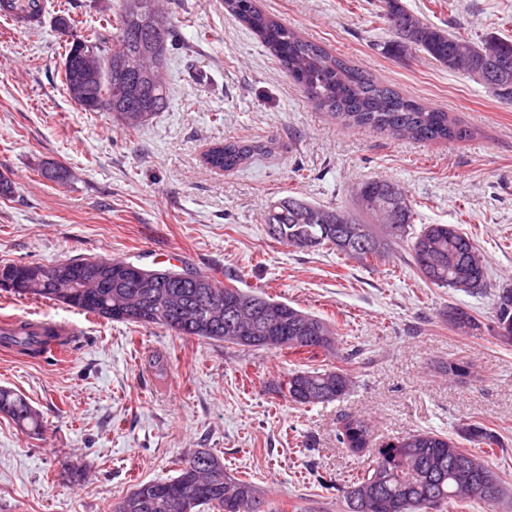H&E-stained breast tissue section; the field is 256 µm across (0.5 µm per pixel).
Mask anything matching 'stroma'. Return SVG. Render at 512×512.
Masks as SVG:
<instances>
[{
	"label": "stroma",
	"instance_id": "1",
	"mask_svg": "<svg viewBox=\"0 0 512 512\" xmlns=\"http://www.w3.org/2000/svg\"><path fill=\"white\" fill-rule=\"evenodd\" d=\"M43 28L0 20V264L102 256L155 267L163 253L222 283L262 290L335 321L350 355L349 393L301 407L273 385L310 359L201 342L159 326L134 327L61 304L0 291V315L67 320L84 331L69 361L0 352V386L23 394L44 431L31 438L0 415V512H110L133 485L174 475L206 448L232 475L260 486L278 512H344L342 491L374 460L337 438L343 419L371 420L375 444L416 430L456 436L480 424L500 441L491 461L506 494L495 509L463 502L448 512H512V342L494 327L496 289L512 286V103L423 54L384 52L391 34L379 0H256L257 6L349 65L467 131L420 143L348 129L318 110L223 0H163L183 37L166 66L169 105L134 131L82 111L63 83L72 35L112 27L120 0H55ZM451 33L512 39V0H402ZM70 19L71 32L59 18ZM274 140L269 155L235 172L206 167L222 140ZM65 181L42 176L46 163ZM401 185L414 227L455 224L486 261L489 286L465 294L424 283L401 257L373 266L329 248L301 252L266 233L269 204L300 196L348 207L357 186ZM466 309L463 333L441 317ZM160 357L165 375L149 365ZM467 359L478 376L448 380L439 364ZM85 476L75 481L69 471Z\"/></svg>",
	"mask_w": 512,
	"mask_h": 512
}]
</instances>
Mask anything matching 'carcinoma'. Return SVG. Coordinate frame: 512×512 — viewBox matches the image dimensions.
<instances>
[{
    "instance_id": "cac0c4a2",
    "label": "carcinoma",
    "mask_w": 512,
    "mask_h": 512,
    "mask_svg": "<svg viewBox=\"0 0 512 512\" xmlns=\"http://www.w3.org/2000/svg\"><path fill=\"white\" fill-rule=\"evenodd\" d=\"M383 18L394 33L384 45L397 57L420 51L448 71L480 84L494 98L512 103V41L495 35L478 40L459 38L408 11L401 0H382ZM224 10L255 33L280 68L321 110L347 128L387 132L420 142L461 138L465 131L446 112L422 105L377 82L322 46L300 36L261 11L255 0H224ZM176 22L157 7V0H122L115 32L94 30L75 36L65 49L64 84L81 82L86 96L75 100L85 112L94 101L112 92V118L124 128L137 129L164 111L169 88L162 76L170 50L177 41ZM115 46H110V43ZM82 45L96 48L92 70L76 60ZM275 142L226 140L204 154L212 170L230 172L259 153H270ZM414 210L403 188L387 179L360 183L353 210L326 207L288 196L271 203L265 214L267 235L300 251L330 246L336 252L371 266L402 252L418 277L427 284L455 289L459 280L487 288V269L474 239L454 224H427L412 232ZM35 264L0 265V277L26 278ZM156 288H138L117 275L102 272L94 258L74 260L64 284L45 283L19 288L20 297L61 303L107 321L141 327L163 326L180 336L246 348L305 352L309 358L338 356V333L329 321L285 301L256 291L219 282L214 276L185 266L150 269ZM498 336L512 340V288L495 294ZM449 326H478L466 310L450 306L441 313ZM307 326L317 341H308L298 329ZM288 337V342L279 337ZM19 353L37 357L46 341L22 331L13 337ZM342 368H313L288 373L275 391L300 406L328 403L351 389ZM0 414L32 437L44 426L37 411L19 393L0 387ZM460 438L477 448L499 444L492 431L475 424L459 428ZM373 430L359 418L344 420L339 441L358 448L372 440ZM475 459L493 468L490 455L470 452L455 439L430 430L414 431L376 450L372 466L343 490L346 512H443L461 500H479L494 506L504 495L499 473H494L493 497L475 492L477 478L458 474L457 463ZM260 489L246 478L224 470V461L206 448L187 452L176 475L137 484L114 503L111 512H263Z\"/></svg>"
}]
</instances>
